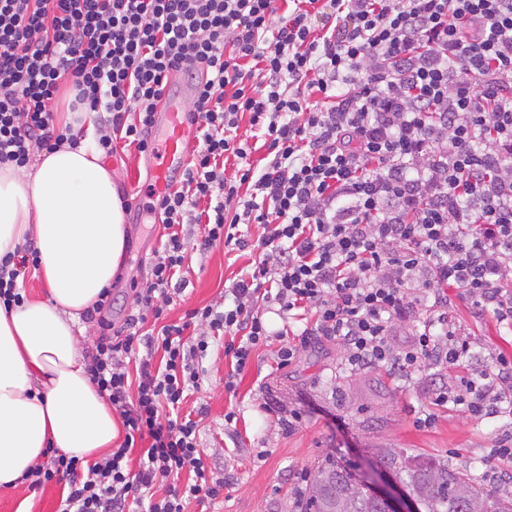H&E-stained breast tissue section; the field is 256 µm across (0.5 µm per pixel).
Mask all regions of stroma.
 Wrapping results in <instances>:
<instances>
[{
    "instance_id": "obj_1",
    "label": "stroma",
    "mask_w": 512,
    "mask_h": 512,
    "mask_svg": "<svg viewBox=\"0 0 512 512\" xmlns=\"http://www.w3.org/2000/svg\"><path fill=\"white\" fill-rule=\"evenodd\" d=\"M106 164L120 196L129 203L124 212L127 250L112 281V306L105 313L118 330L135 307L132 284L145 283L149 276L163 226L151 211L156 198L149 187L146 157L135 147H121ZM240 231L250 242L248 249L228 253L217 244L193 254L190 283L168 308V321L219 301L225 286L250 269L256 256L251 245L261 228L251 224ZM448 318L475 342L468 358L470 371L484 369L491 352L512 358V330L492 315L478 313L460 289L448 291ZM288 342L285 336L271 337L238 374L223 348L209 351L206 374L187 406L204 409L200 444L207 475L224 482L225 488L214 504L203 508L192 503L187 512H293L297 490L330 453L340 463L364 469L372 449L402 448L482 473L496 439L512 433V413L502 409L477 419L452 409H431L434 387L455 380V372L429 365L411 374L390 375L378 369L352 373L332 341L299 348L292 363L281 369L278 351ZM231 373L237 376L232 392L224 387ZM430 409L435 412L431 426L416 427L418 417ZM230 410L238 418L233 433L224 429V414ZM294 412L299 421L287 425ZM63 489L55 482L34 491L23 483L0 488V512H56Z\"/></svg>"
}]
</instances>
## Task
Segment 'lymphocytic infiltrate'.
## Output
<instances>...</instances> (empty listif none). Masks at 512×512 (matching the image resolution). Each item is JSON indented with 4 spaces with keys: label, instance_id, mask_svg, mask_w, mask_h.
Segmentation results:
<instances>
[{
    "label": "lymphocytic infiltrate",
    "instance_id": "f902f5d3",
    "mask_svg": "<svg viewBox=\"0 0 512 512\" xmlns=\"http://www.w3.org/2000/svg\"><path fill=\"white\" fill-rule=\"evenodd\" d=\"M278 2L0 0V166L78 144L55 118L62 87L109 157L121 140L153 153L171 78L196 86L192 158L158 198L165 238L139 311L87 363L124 440L87 464L50 449L24 476L32 488L66 481L57 512H185L219 498L199 422L181 408L212 339L235 361L224 381L235 389L270 337L257 302L304 322L302 345L335 340L353 372L460 367L470 344L448 323L453 285L512 327V0ZM244 118L262 133L264 165ZM186 221L201 225V248L230 252L247 245L239 225H259L262 257L223 304L145 332L186 280ZM38 263L33 247L0 258L1 306L24 304L19 282ZM411 318L413 338L397 346L395 325ZM140 347L133 381L124 358ZM488 362L435 389L433 406L512 409V360Z\"/></svg>",
    "mask_w": 512,
    "mask_h": 512
}]
</instances>
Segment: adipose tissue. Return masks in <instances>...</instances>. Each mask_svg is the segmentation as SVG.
I'll list each match as a JSON object with an SVG mask.
<instances>
[{"label": "adipose tissue", "mask_w": 512, "mask_h": 512, "mask_svg": "<svg viewBox=\"0 0 512 512\" xmlns=\"http://www.w3.org/2000/svg\"><path fill=\"white\" fill-rule=\"evenodd\" d=\"M87 132L77 147L41 152L30 168L0 167V257L27 243L48 290L0 306V487H15L55 448L97 459L120 435L79 354V318L109 287L126 246L123 203Z\"/></svg>", "instance_id": "adipose-tissue-1"}]
</instances>
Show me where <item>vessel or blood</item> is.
<instances>
[{
	"mask_svg": "<svg viewBox=\"0 0 512 512\" xmlns=\"http://www.w3.org/2000/svg\"><path fill=\"white\" fill-rule=\"evenodd\" d=\"M194 89L177 86L169 91L155 114V123L163 132L160 148L151 157L154 190L164 194L183 173L191 147V121L186 102L192 99Z\"/></svg>",
	"mask_w": 512,
	"mask_h": 512,
	"instance_id": "vessel-or-blood-1",
	"label": "vessel or blood"
}]
</instances>
